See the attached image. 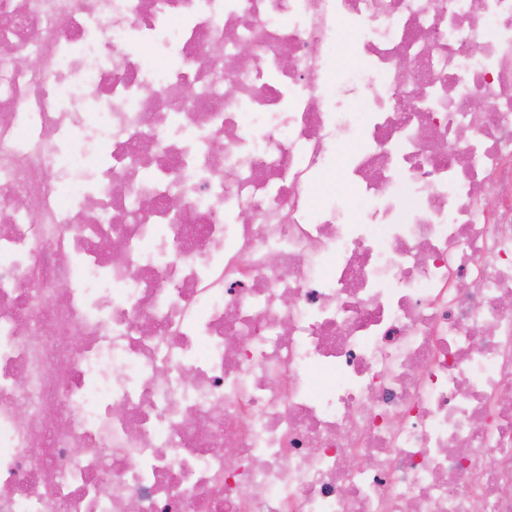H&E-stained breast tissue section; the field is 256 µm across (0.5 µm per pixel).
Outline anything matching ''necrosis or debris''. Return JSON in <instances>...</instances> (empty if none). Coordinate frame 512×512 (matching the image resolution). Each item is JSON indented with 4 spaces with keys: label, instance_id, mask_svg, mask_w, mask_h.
<instances>
[{
    "label": "necrosis or debris",
    "instance_id": "4bbe7bcc",
    "mask_svg": "<svg viewBox=\"0 0 512 512\" xmlns=\"http://www.w3.org/2000/svg\"><path fill=\"white\" fill-rule=\"evenodd\" d=\"M0 512H512V0H0Z\"/></svg>",
    "mask_w": 512,
    "mask_h": 512
}]
</instances>
